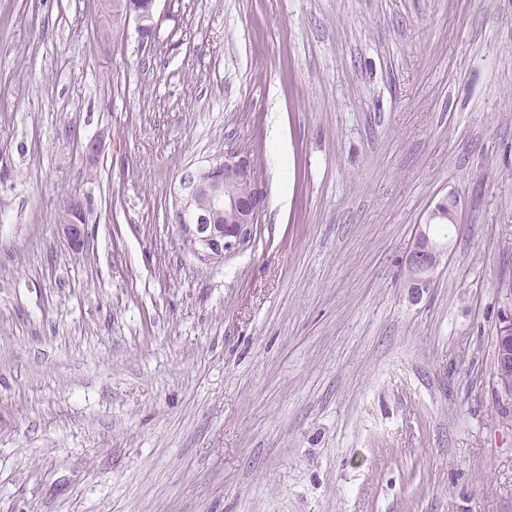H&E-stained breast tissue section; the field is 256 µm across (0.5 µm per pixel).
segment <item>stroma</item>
Masks as SVG:
<instances>
[{"label":"stroma","instance_id":"35a3bbf8","mask_svg":"<svg viewBox=\"0 0 512 512\" xmlns=\"http://www.w3.org/2000/svg\"><path fill=\"white\" fill-rule=\"evenodd\" d=\"M157 12L0 0V512H512V0ZM228 149L265 204L203 264L175 195ZM156 0L143 7L139 1H125L122 3V14L130 21L132 18L139 33H148L157 30L161 16L157 17L155 9ZM460 200L453 194L435 204L427 213L424 224L417 225V231L406 256V272L410 288H427L433 281L436 269L448 257V244L436 238L431 232L432 224L439 232L445 224L439 220H448V224H459ZM58 230L67 243L75 250L79 249L85 238V224L82 214L70 206L60 217ZM493 384L497 392L512 399V316L497 332Z\"/></svg>","mask_w":512,"mask_h":512}]
</instances>
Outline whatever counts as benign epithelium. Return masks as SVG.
Listing matches in <instances>:
<instances>
[{"mask_svg": "<svg viewBox=\"0 0 512 512\" xmlns=\"http://www.w3.org/2000/svg\"><path fill=\"white\" fill-rule=\"evenodd\" d=\"M156 0L142 6L138 0H125L122 14L134 20L136 30L148 33L158 28ZM264 196L251 177V162L236 150L208 160L180 182L176 196V220L183 241L201 262H210L234 253L247 243L253 224L263 206ZM460 200L450 194L437 202L427 213L406 256V272L411 287L427 288L436 269L448 257V244L436 238L432 225L440 220L459 223ZM224 212L239 217L238 224H217ZM58 230L67 243L79 249L85 238L82 214L67 207L60 217ZM493 384L500 394L512 399V317L504 320L496 336V361Z\"/></svg>", "mask_w": 512, "mask_h": 512, "instance_id": "benign-epithelium-1", "label": "benign epithelium"}]
</instances>
